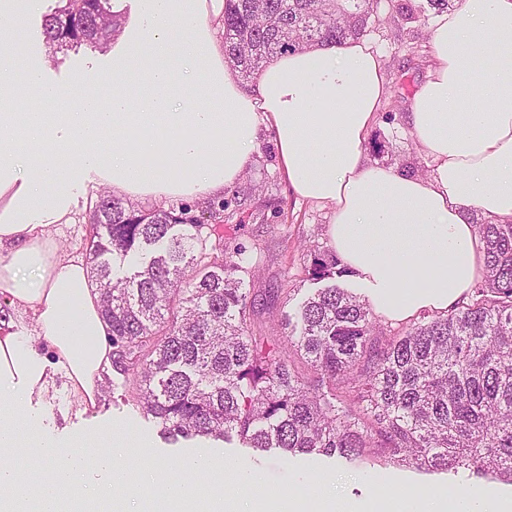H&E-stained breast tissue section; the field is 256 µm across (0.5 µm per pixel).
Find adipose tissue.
<instances>
[{
  "label": "adipose tissue",
  "instance_id": "1",
  "mask_svg": "<svg viewBox=\"0 0 512 512\" xmlns=\"http://www.w3.org/2000/svg\"><path fill=\"white\" fill-rule=\"evenodd\" d=\"M227 0H112L119 24L108 65L51 84L19 67L24 39L0 25V452L24 448L49 472L35 481L0 463V512H89L111 495L129 512L143 486L162 484L170 512H219L200 484L218 460L192 454L171 477L147 444L93 445L111 435L50 436L31 412L62 377L82 411L96 409L112 361L110 327L85 264L52 236L94 182L130 199L204 200L238 183L262 129L299 198L331 206V246L381 315L403 322L461 302L484 275L471 221L512 223V0H459L429 21L431 64L405 123L431 172L367 161L385 99L383 62L366 39L281 56L244 89L224 55ZM26 108H19L16 90ZM31 316L50 356L32 345ZM249 512H332L313 488L287 501L255 495ZM413 512H512L469 489L425 495Z\"/></svg>",
  "mask_w": 512,
  "mask_h": 512
}]
</instances>
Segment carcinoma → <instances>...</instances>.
<instances>
[{
  "instance_id": "obj_1",
  "label": "carcinoma",
  "mask_w": 512,
  "mask_h": 512,
  "mask_svg": "<svg viewBox=\"0 0 512 512\" xmlns=\"http://www.w3.org/2000/svg\"><path fill=\"white\" fill-rule=\"evenodd\" d=\"M112 0H67L44 19L47 41L105 43ZM377 0H234L225 56L243 80L281 55L360 38ZM225 204L141 210L98 194L89 260L112 330V364L133 376L142 413L172 439L237 440L284 455L398 466L512 483V223L476 225L483 284L441 315L379 335L365 298L333 283L282 318L283 345L255 329L253 250L226 242L194 251ZM314 257L313 281L346 276ZM305 359L301 374L293 356Z\"/></svg>"
}]
</instances>
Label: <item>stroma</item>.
Listing matches in <instances>:
<instances>
[{"mask_svg": "<svg viewBox=\"0 0 512 512\" xmlns=\"http://www.w3.org/2000/svg\"><path fill=\"white\" fill-rule=\"evenodd\" d=\"M423 0H378L377 18L366 34L383 57L387 95L373 124L365 146L370 162L383 166L430 172L428 158L420 151L404 121L409 100L424 79L430 57L427 53L429 22L426 15L408 16L407 5ZM58 0H41L38 12L21 18L22 35L32 58L47 63L48 76L56 81L89 64L93 48L82 44L51 54L42 32L45 15L54 13ZM226 207L221 222L205 224L202 237H224L256 245L259 268L255 288L260 292L288 289L293 302L311 295L316 282L310 281L306 269L314 253L328 254L330 207L296 200L279 170L275 138L262 130L259 144L244 178L225 190ZM93 226L85 209H78L73 223L56 225L53 235L64 253L87 258ZM110 420L124 439L149 444L158 458L176 465L182 456L202 453L221 459L223 466L206 477L204 483L215 490L225 489L234 477L237 462H248L261 477L265 493L281 495L304 487L310 480L330 479L340 512H351L354 504L373 495L402 494L408 491L442 493L448 485L482 489L498 497H512V484L494 478H476L469 473L451 474L400 468L379 458L353 463L326 456H283L279 451L256 452L236 444L218 446L200 440L170 442L160 426L144 417L132 398V377L116 368L103 373V395L94 413L79 415L76 399L64 388L63 378L43 400L39 410L42 428L48 431L82 426L93 429L96 420Z\"/></svg>", "mask_w": 512, "mask_h": 512, "instance_id": "35a3bbf8", "label": "stroma"}]
</instances>
